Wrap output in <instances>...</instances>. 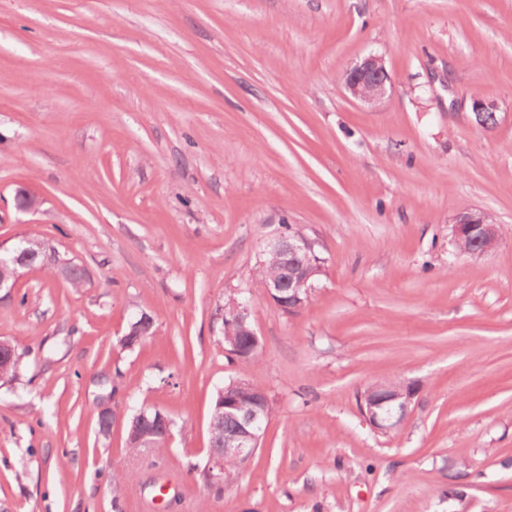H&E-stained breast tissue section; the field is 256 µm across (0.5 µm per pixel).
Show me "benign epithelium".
<instances>
[{
  "label": "benign epithelium",
  "mask_w": 512,
  "mask_h": 512,
  "mask_svg": "<svg viewBox=\"0 0 512 512\" xmlns=\"http://www.w3.org/2000/svg\"><path fill=\"white\" fill-rule=\"evenodd\" d=\"M391 86V77L382 56L369 54L349 69L345 76V87L350 95L366 104L379 100ZM471 111L475 122L487 127L484 121L488 112H496L497 104L480 96L471 98ZM453 242L472 244L467 256L479 258L492 252L499 243L497 225L489 222V216L483 211L464 210L456 215L452 224ZM315 241L300 233L293 238L277 236L266 244V249L280 255L288 265V283L271 282L266 295L271 303L278 306L288 303V309L298 311L304 306V296L313 285L309 284L310 274L307 264L323 267L324 261L314 254ZM309 259L304 263L301 258ZM414 397L408 393L404 397H395L379 404H363L369 424L377 431L387 434L397 429L406 418ZM266 429V421L259 411H248L241 415L238 434L227 440L222 448L209 449L208 467L211 479L222 480L224 459L232 458L241 463L249 460L259 448Z\"/></svg>",
  "instance_id": "7a95c632"
}]
</instances>
